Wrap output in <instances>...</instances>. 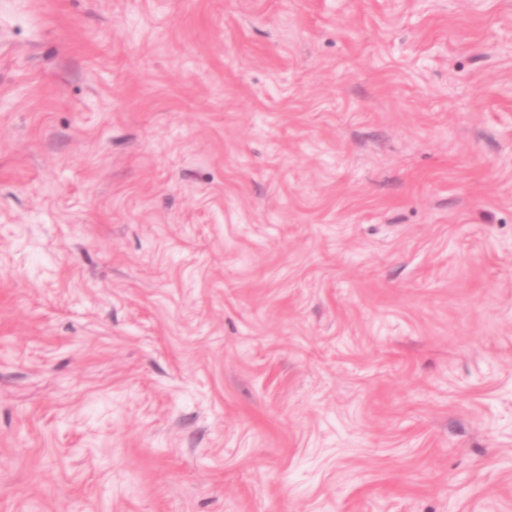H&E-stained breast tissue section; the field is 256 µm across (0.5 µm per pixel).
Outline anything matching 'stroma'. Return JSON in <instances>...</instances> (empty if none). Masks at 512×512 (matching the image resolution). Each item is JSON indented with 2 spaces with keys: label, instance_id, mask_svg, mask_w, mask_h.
Segmentation results:
<instances>
[{
  "label": "stroma",
  "instance_id": "35a3bbf8",
  "mask_svg": "<svg viewBox=\"0 0 512 512\" xmlns=\"http://www.w3.org/2000/svg\"><path fill=\"white\" fill-rule=\"evenodd\" d=\"M0 512H512V0H0Z\"/></svg>",
  "mask_w": 512,
  "mask_h": 512
}]
</instances>
